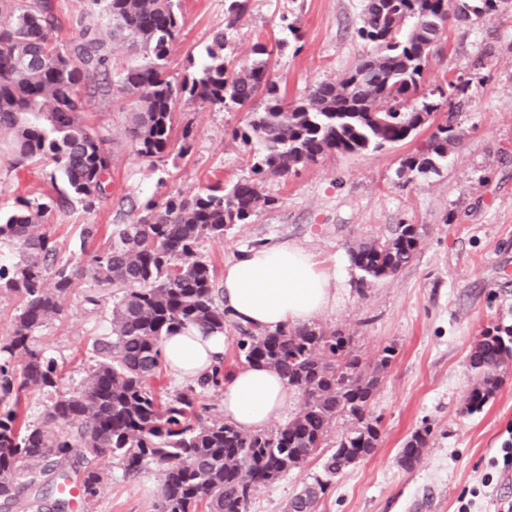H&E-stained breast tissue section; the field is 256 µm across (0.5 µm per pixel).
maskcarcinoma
<instances>
[{"mask_svg": "<svg viewBox=\"0 0 512 512\" xmlns=\"http://www.w3.org/2000/svg\"><path fill=\"white\" fill-rule=\"evenodd\" d=\"M112 17V39L129 43L138 65L112 70L105 42L80 27L63 42L52 0H0V145L19 160L50 168L88 208L104 196L110 170L106 140L84 119L89 98L103 89L129 109L128 134L138 156L154 160L175 147L174 120L183 100L209 105L261 101L250 131L261 143L251 177L220 181L191 197L147 201L131 224H114L90 259L94 278L119 290L108 335L92 344L94 361L73 388L64 387L57 361L37 336L61 314L75 286L69 264L45 224L52 205L16 197L0 215V243L21 258L0 264V293L20 298L11 333L0 339V509L26 504L33 512H65L68 502L49 493L76 484L84 500H98L108 474L105 458L127 477L151 464L163 466L158 512H248L257 491L317 456L339 416L358 426L336 439L324 462L325 480L304 488L288 512H317L332 477L371 454L380 422L369 412L377 371L395 350L383 348L374 370L354 354L352 337L318 325L284 326L255 333L227 321L221 281L198 253L200 242L224 239L275 199L261 192L267 174L284 177L329 153L355 154L403 142L434 120L441 99H460L464 83L446 81L440 100L422 88L444 33L452 0H367L360 36L374 53L336 82L313 85L299 102L281 95L269 70L271 51L254 46L246 67L230 68L227 31L249 10L250 0H225L224 27L212 35L198 75L175 83L167 74L170 46L182 29L181 0H94ZM512 7V0H469L477 17ZM454 140L451 119L436 125L427 153L410 155L399 173H426L447 156ZM420 239L413 224L352 250L360 283L395 274L413 258ZM238 333L240 361L260 363L282 375L303 398L289 422L243 432L230 422L206 421L207 394L224 385V358L204 376L179 388L163 384L164 338L188 326L202 335ZM23 358L21 367L14 365ZM512 361V325L497 324L480 336L469 365L482 377L469 411L481 410L498 387V372ZM46 398L43 417L28 420L31 395ZM429 429L405 443L402 462H417Z\"/></svg>", "mask_w": 512, "mask_h": 512, "instance_id": "1", "label": "carcinoma"}]
</instances>
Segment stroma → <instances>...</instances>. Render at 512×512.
I'll return each mask as SVG.
<instances>
[{"instance_id": "35a3bbf8", "label": "stroma", "mask_w": 512, "mask_h": 512, "mask_svg": "<svg viewBox=\"0 0 512 512\" xmlns=\"http://www.w3.org/2000/svg\"><path fill=\"white\" fill-rule=\"evenodd\" d=\"M454 2L424 87L444 86L454 76L468 82L469 92L437 171H400L407 154L423 149L429 125L396 146L329 155L285 177L265 176L261 187L275 205L233 226L223 241L200 246L219 273L242 250L282 241L300 246L319 266L342 273L335 309L317 315L315 324L349 333L369 368L384 347L395 349L371 402L381 417L377 446L334 479L317 512H499L512 502V463L500 453L512 436V364L485 406L466 410L481 383L469 366L472 347L489 326L512 324V9L478 18L459 11L463 0ZM364 8L365 0H251L224 53L246 66L256 43L283 41L271 75L296 101L371 52L358 35ZM181 9V35L170 49L178 82L202 65L213 32L224 24V0H182ZM286 20L298 34L283 28ZM250 119L249 108L234 104L182 103L178 120L193 130L190 147L153 164L137 156L125 133L128 116L111 96L90 98L87 121L111 151L107 197L90 210L43 166L0 154V212H9L18 196L64 203L48 230L61 258L81 275L62 315L39 339L74 380L92 361L93 340L108 333L114 302L113 289L100 287L88 270L97 244L82 238L83 225H98L104 237L112 225L135 220L131 205L249 177L260 148L256 138L240 136ZM399 224L421 229L414 257L396 274L360 285L352 247L390 236ZM424 427L429 444L413 468H404L402 448ZM321 474V458L308 461L261 488L248 512H286L303 484ZM161 480L158 464L132 478L113 469L95 508L79 499L68 512H157Z\"/></svg>"}]
</instances>
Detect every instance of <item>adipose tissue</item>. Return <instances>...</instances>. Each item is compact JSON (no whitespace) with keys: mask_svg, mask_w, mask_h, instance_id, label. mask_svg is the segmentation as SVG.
Segmentation results:
<instances>
[{"mask_svg":"<svg viewBox=\"0 0 512 512\" xmlns=\"http://www.w3.org/2000/svg\"><path fill=\"white\" fill-rule=\"evenodd\" d=\"M340 277L317 267L303 248L288 242L241 251L224 266V307L239 323L259 331L301 326L333 309ZM224 335H201L189 328L165 337L162 359L179 379L203 376L225 350ZM294 391L274 370L246 364L228 372L224 417L238 429L255 432L284 414Z\"/></svg>","mask_w":512,"mask_h":512,"instance_id":"adipose-tissue-1","label":"adipose tissue"}]
</instances>
